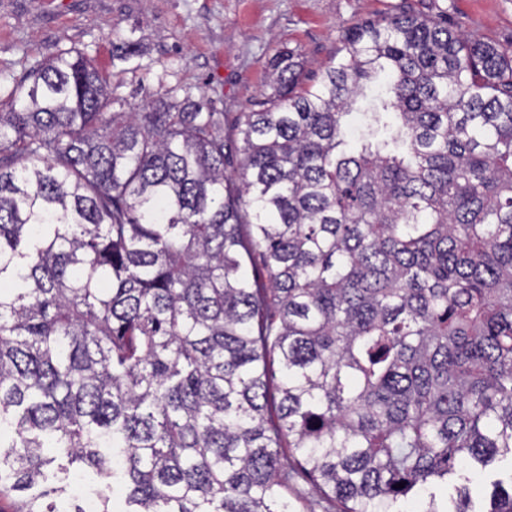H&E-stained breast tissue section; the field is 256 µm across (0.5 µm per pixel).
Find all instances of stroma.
<instances>
[{
	"instance_id": "1",
	"label": "stroma",
	"mask_w": 512,
	"mask_h": 512,
	"mask_svg": "<svg viewBox=\"0 0 512 512\" xmlns=\"http://www.w3.org/2000/svg\"><path fill=\"white\" fill-rule=\"evenodd\" d=\"M397 0H0V90L17 87L33 60L84 52L126 102L143 105L178 87L233 121L271 95L269 62L289 48L319 80L342 32ZM443 7L451 28L512 44V0H415ZM139 44L140 68L112 59V27Z\"/></svg>"
}]
</instances>
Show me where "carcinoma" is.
<instances>
[{"label":"carcinoma","mask_w":512,"mask_h":512,"mask_svg":"<svg viewBox=\"0 0 512 512\" xmlns=\"http://www.w3.org/2000/svg\"><path fill=\"white\" fill-rule=\"evenodd\" d=\"M268 78L238 117L235 176L216 113L174 88L115 112L74 48L8 92L0 490L23 493L16 512H85L61 510L62 482L29 493L71 468L112 477L124 512H293L287 453L339 512H399L512 457V45L400 0L345 29L320 81L289 49ZM487 512H512L500 481Z\"/></svg>","instance_id":"obj_1"}]
</instances>
